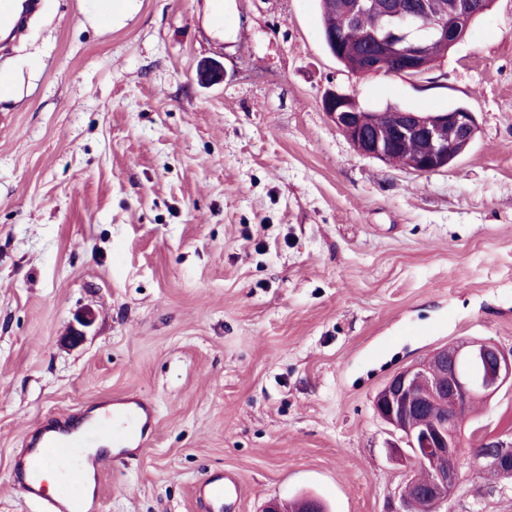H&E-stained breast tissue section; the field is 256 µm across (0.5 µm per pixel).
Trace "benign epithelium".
Listing matches in <instances>:
<instances>
[{"label": "benign epithelium", "instance_id": "benign-epithelium-1", "mask_svg": "<svg viewBox=\"0 0 512 512\" xmlns=\"http://www.w3.org/2000/svg\"><path fill=\"white\" fill-rule=\"evenodd\" d=\"M329 3L352 22L362 11L376 7L375 0ZM379 11L390 34L372 42V50L356 65L357 75L396 72L420 77L428 72L434 51H449L465 37L475 20L472 0H454L447 13L433 11L431 0H420L410 14L392 4ZM426 23L430 36H416ZM323 108L358 153L417 174L448 168V156L462 145H472L478 132L474 113L468 110L402 112L396 122L380 126V113L358 111L355 98L338 90L325 93ZM409 143L415 145V151L402 163L401 147ZM93 321L94 314L89 310L76 315L69 329V342H81ZM504 388L512 390V350L485 340L465 339L400 370L375 394L377 418L398 437L399 444L391 454L407 470L399 494L400 506L393 512H412L410 505L416 501L424 512H439L460 480L461 429L470 419L472 402L481 399L487 403ZM438 400L452 405V416L426 417L428 408ZM476 460L491 475L512 478V434L485 438ZM421 466L430 471L425 481L415 476Z\"/></svg>", "mask_w": 512, "mask_h": 512}]
</instances>
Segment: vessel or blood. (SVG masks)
<instances>
[{"mask_svg":"<svg viewBox=\"0 0 512 512\" xmlns=\"http://www.w3.org/2000/svg\"><path fill=\"white\" fill-rule=\"evenodd\" d=\"M156 416L155 406L146 399L117 397L101 413L44 425L35 447L15 462V471L23 477L22 491L41 502L46 512H94L97 496L89 491V476H100L113 455L141 447ZM50 470L62 476L51 495L44 491ZM196 492L209 500L211 512H226L237 501L240 486L233 476L215 471L198 483Z\"/></svg>","mask_w":512,"mask_h":512,"instance_id":"vessel-or-blood-1","label":"vessel or blood"}]
</instances>
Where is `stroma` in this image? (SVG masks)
I'll return each instance as SVG.
<instances>
[{"label":"stroma","instance_id":"stroma-1","mask_svg":"<svg viewBox=\"0 0 512 512\" xmlns=\"http://www.w3.org/2000/svg\"><path fill=\"white\" fill-rule=\"evenodd\" d=\"M0 73V512H43L11 479L41 422L126 394L157 423L104 466L99 512H207L217 468L233 512H393L407 472L373 396L449 343L512 349V0L421 77L349 73L318 0H121L109 21L42 0ZM331 89L462 106L479 132L418 175L355 151ZM474 423L512 431V391ZM440 512H512V480L465 461ZM196 493L198 497L209 500L211 512H223L237 501L240 486L233 476L224 474V471H215L198 483Z\"/></svg>","mask_w":512,"mask_h":512}]
</instances>
